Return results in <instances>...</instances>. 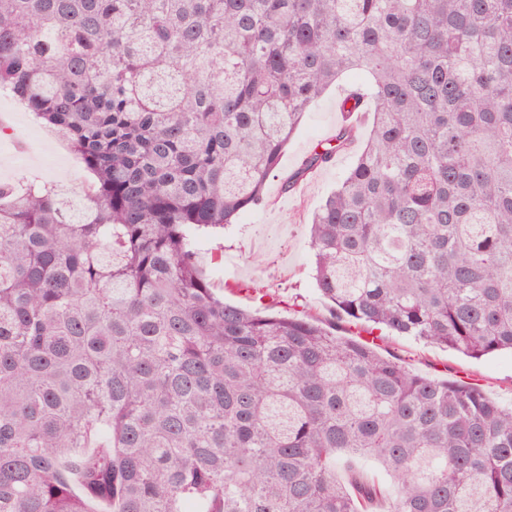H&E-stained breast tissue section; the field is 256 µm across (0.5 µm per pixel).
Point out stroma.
<instances>
[{
    "label": "stroma",
    "instance_id": "35a3bbf8",
    "mask_svg": "<svg viewBox=\"0 0 512 512\" xmlns=\"http://www.w3.org/2000/svg\"><path fill=\"white\" fill-rule=\"evenodd\" d=\"M362 79L361 73L348 74L307 112L284 150L277 176L266 184L262 207L244 213L228 229L201 237L199 268L226 301L243 308L253 307V299L244 287L257 284L280 300L281 311L303 306L317 317H327L326 304L316 292L310 274V222L316 207L352 165L357 151H344L337 161L319 167L315 177L304 180L299 189L285 191L284 182L321 145L323 137L342 123L336 100L344 88ZM0 115L5 116L10 128L9 135H0L1 183L60 180L73 191L84 190L93 183V175L65 142L22 105L0 96ZM376 344L379 353L399 356L414 372L475 383L491 399L512 403L510 351L473 359L393 336L381 337Z\"/></svg>",
    "mask_w": 512,
    "mask_h": 512
}]
</instances>
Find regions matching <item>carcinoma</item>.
<instances>
[{
  "mask_svg": "<svg viewBox=\"0 0 512 512\" xmlns=\"http://www.w3.org/2000/svg\"><path fill=\"white\" fill-rule=\"evenodd\" d=\"M352 69L330 318L224 301L199 231ZM0 91L95 177L0 183V512H512V407L370 339L512 351V0H0Z\"/></svg>",
  "mask_w": 512,
  "mask_h": 512,
  "instance_id": "cac0c4a2",
  "label": "carcinoma"
}]
</instances>
